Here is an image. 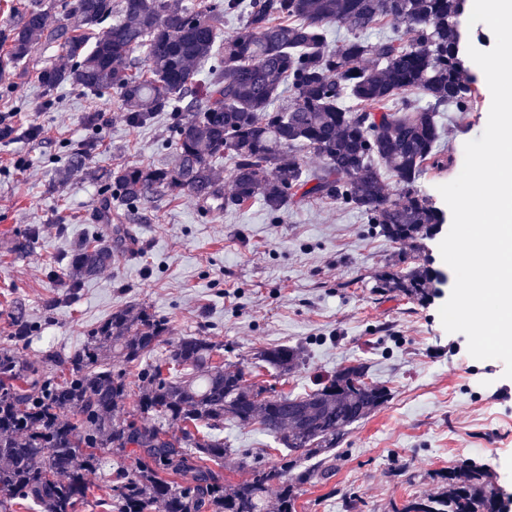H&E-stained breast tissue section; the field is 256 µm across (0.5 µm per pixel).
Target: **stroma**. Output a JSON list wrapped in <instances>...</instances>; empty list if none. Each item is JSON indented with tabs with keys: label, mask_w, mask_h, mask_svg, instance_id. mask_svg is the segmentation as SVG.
I'll return each mask as SVG.
<instances>
[{
	"label": "stroma",
	"mask_w": 512,
	"mask_h": 512,
	"mask_svg": "<svg viewBox=\"0 0 512 512\" xmlns=\"http://www.w3.org/2000/svg\"><path fill=\"white\" fill-rule=\"evenodd\" d=\"M489 110L480 85L470 111L441 114L440 146L454 164L418 183L437 207L445 205L439 185L460 174L464 145L484 132ZM8 112L14 132L0 140V338L15 319L31 323L22 358L71 354L113 311L142 304L168 320L170 340L211 337L228 363L248 367L260 350L297 348L301 360L290 374L253 375L279 394L309 392L362 363L367 382L390 399L348 429L335 472L302 487L297 512H348L351 496L355 512H392L408 496L435 493L440 472L462 463L482 467L512 495V378L503 363L473 358L466 336L444 329L439 309L451 285L425 305L377 288V274L403 260L446 270L440 236L417 252L327 199L273 215L257 201L207 211L183 194L108 224L89 171L170 164L169 114L132 127L115 91L65 85L48 94L32 69L0 80V114ZM97 113L105 118L99 130L90 122ZM31 126L43 135L24 137ZM85 145L84 170L59 183L71 152ZM94 236L111 239L112 263L68 295L70 258ZM24 237L27 249L15 252ZM217 436L262 466L278 462L279 445L256 427L228 422Z\"/></svg>",
	"instance_id": "35a3bbf8"
}]
</instances>
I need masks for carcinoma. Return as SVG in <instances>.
<instances>
[{"label": "carcinoma", "mask_w": 512, "mask_h": 512, "mask_svg": "<svg viewBox=\"0 0 512 512\" xmlns=\"http://www.w3.org/2000/svg\"><path fill=\"white\" fill-rule=\"evenodd\" d=\"M465 0H61L24 5L0 31L7 44L0 78L54 45L61 61L41 70L48 91L70 84L119 94L132 127L172 114L175 163L124 164L94 174L103 209L132 210L148 199L189 193L228 208L259 200L272 214L310 199L349 205L389 238L416 242L445 223L444 211L417 188L448 169L439 150L440 113L467 111L474 78L461 56ZM78 15L84 36L50 11ZM241 27L222 34L224 18ZM347 36L331 44L332 26ZM206 74V83L198 76ZM292 102L282 104L284 93ZM322 161L303 170L294 147ZM233 162V191L213 163ZM397 197L384 191V175ZM112 264V242L91 239L69 261L75 288ZM439 272L385 271L378 287L424 304ZM33 328L13 326L0 343V512L30 500L41 512H76L91 491L88 475L115 458L101 512H296L301 486L331 469L346 428L388 400L363 381L365 366L344 367L303 396L272 397L246 372L224 365L222 346L205 336L170 341L167 320L147 306L122 308L66 356L23 360ZM162 367L141 366L160 345ZM258 361L286 376L292 347L263 349ZM54 362L57 371L47 368ZM139 367L129 380L128 368ZM127 416H116L129 396ZM233 420L257 425L283 451L277 467L251 468L231 482L213 465L239 453L210 430ZM442 491L407 499L396 512H495L498 489L469 464L441 475ZM277 485L275 496L270 488Z\"/></svg>", "instance_id": "1"}]
</instances>
